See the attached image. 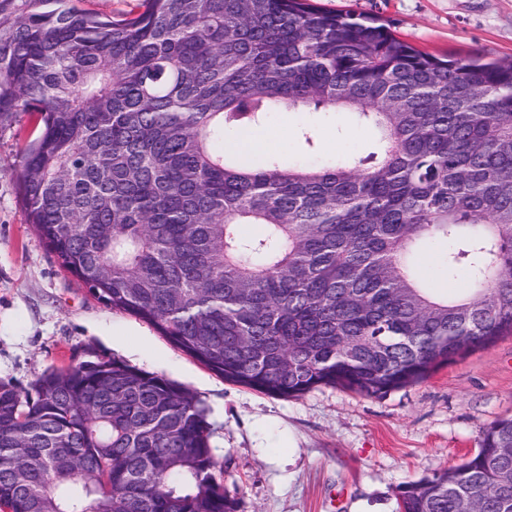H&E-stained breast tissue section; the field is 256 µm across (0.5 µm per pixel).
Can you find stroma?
<instances>
[{
    "instance_id": "35a3bbf8",
    "label": "stroma",
    "mask_w": 512,
    "mask_h": 512,
    "mask_svg": "<svg viewBox=\"0 0 512 512\" xmlns=\"http://www.w3.org/2000/svg\"><path fill=\"white\" fill-rule=\"evenodd\" d=\"M325 11L377 15L421 50L465 59L512 57V0H315ZM314 162L375 150V130L346 112L312 116ZM297 118L272 113L268 147L297 161ZM37 135L31 113L0 127V383L33 391L44 371L93 352L164 376L208 408L212 445L238 512H400L399 488L453 468L491 422L512 416V336L382 397L323 386L292 398L224 381L148 323L94 299L25 221L17 156ZM448 243L420 247L415 270L436 294L466 290L448 272Z\"/></svg>"
}]
</instances>
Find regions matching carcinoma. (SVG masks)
Returning a JSON list of instances; mask_svg holds the SVG:
<instances>
[{
  "instance_id": "cac0c4a2",
  "label": "carcinoma",
  "mask_w": 512,
  "mask_h": 512,
  "mask_svg": "<svg viewBox=\"0 0 512 512\" xmlns=\"http://www.w3.org/2000/svg\"><path fill=\"white\" fill-rule=\"evenodd\" d=\"M0 0V122L39 135L20 199L59 265L225 381L279 397H380L512 334V59L426 53L311 0ZM355 112L378 151L323 166L224 148L271 112ZM295 135L316 149L307 123ZM241 224H261L246 237ZM446 238L448 300L412 257ZM0 383L11 512H238L188 389L117 359ZM512 417L400 512H512ZM138 3L139 0H85L81 6L103 16L116 17L137 11Z\"/></svg>"
}]
</instances>
